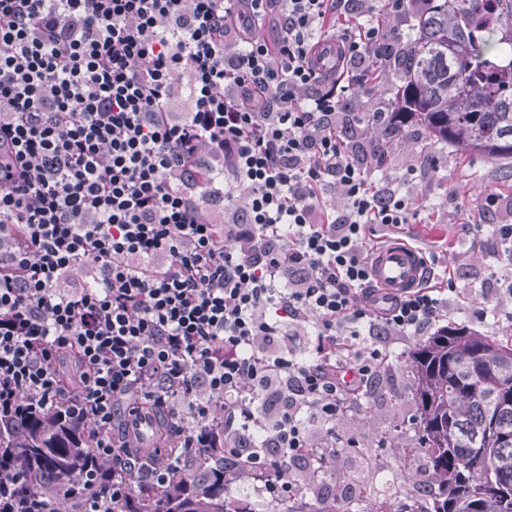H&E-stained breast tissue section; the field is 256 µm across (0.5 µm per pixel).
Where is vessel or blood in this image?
<instances>
[{"label":"vessel or blood","mask_w":512,"mask_h":512,"mask_svg":"<svg viewBox=\"0 0 512 512\" xmlns=\"http://www.w3.org/2000/svg\"><path fill=\"white\" fill-rule=\"evenodd\" d=\"M422 259L421 250L406 240H392L376 251L372 278L385 293H403L420 285Z\"/></svg>","instance_id":"b4317fda"}]
</instances>
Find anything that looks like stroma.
Wrapping results in <instances>:
<instances>
[{"label":"stroma","mask_w":512,"mask_h":512,"mask_svg":"<svg viewBox=\"0 0 512 512\" xmlns=\"http://www.w3.org/2000/svg\"><path fill=\"white\" fill-rule=\"evenodd\" d=\"M385 165L377 178L395 186L404 184L412 191L423 210L432 212L429 224H405L401 227L376 229L382 241L402 238L420 247L424 253L441 255L458 273L456 294L448 305V324L466 327L488 336L512 334V301L504 300L487 318L473 316L472 310L483 301L481 281L489 270L512 273V258L504 256L490 231L467 233L455 212L457 201L476 202L483 194L494 193L508 204L490 216L493 224H512V190L505 185V176L512 170L506 162H490L478 155L461 157L453 145L430 140L421 127L412 128L406 136L383 142ZM415 179L403 183L407 171ZM417 337L396 341L390 346L382 386L366 399L350 416L336 426L339 435L354 438L355 448L345 449L335 468L319 474L318 484L326 499L341 496L349 483V456L354 449L371 450L373 461L385 470L411 477L414 459L404 458L400 449L382 445L380 434L396 423L411 425L416 416L412 399V377L405 361L417 344Z\"/></svg>","instance_id":"1"}]
</instances>
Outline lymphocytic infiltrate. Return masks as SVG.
Segmentation results:
<instances>
[{"label": "lymphocytic infiltrate", "instance_id": "1", "mask_svg": "<svg viewBox=\"0 0 512 512\" xmlns=\"http://www.w3.org/2000/svg\"><path fill=\"white\" fill-rule=\"evenodd\" d=\"M400 11L0 0V414L61 409L87 431L109 476L85 512L217 455L297 498L381 381L387 340L447 318L452 279L379 299L375 228L420 212L336 133L394 126L352 103ZM287 327L306 358L281 348ZM146 404L183 458L144 457Z\"/></svg>", "mask_w": 512, "mask_h": 512}]
</instances>
